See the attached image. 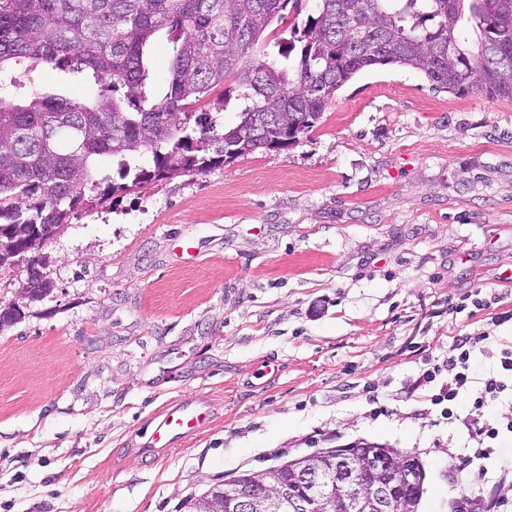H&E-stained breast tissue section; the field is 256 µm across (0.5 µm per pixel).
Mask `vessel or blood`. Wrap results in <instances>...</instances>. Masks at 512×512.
I'll use <instances>...</instances> for the list:
<instances>
[{
	"label": "vessel or blood",
	"instance_id": "b4317fda",
	"mask_svg": "<svg viewBox=\"0 0 512 512\" xmlns=\"http://www.w3.org/2000/svg\"><path fill=\"white\" fill-rule=\"evenodd\" d=\"M211 418L212 410L206 399L196 395L184 397L151 420L150 431L141 447L142 455L156 456L181 445L202 430Z\"/></svg>",
	"mask_w": 512,
	"mask_h": 512
}]
</instances>
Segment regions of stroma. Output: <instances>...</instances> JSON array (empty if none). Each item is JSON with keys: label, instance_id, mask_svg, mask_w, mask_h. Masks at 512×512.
I'll use <instances>...</instances> for the list:
<instances>
[{"label": "stroma", "instance_id": "obj_1", "mask_svg": "<svg viewBox=\"0 0 512 512\" xmlns=\"http://www.w3.org/2000/svg\"><path fill=\"white\" fill-rule=\"evenodd\" d=\"M52 292L0 332V512H183L238 475L365 439L416 456L419 512L467 493L472 441L431 405L455 337L512 346V100L358 73L312 131L205 172L108 193L39 250ZM480 310L454 303L475 290ZM211 422L152 459V417ZM485 497L512 488V433Z\"/></svg>", "mask_w": 512, "mask_h": 512}]
</instances>
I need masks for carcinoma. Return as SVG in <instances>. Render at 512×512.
Returning a JSON list of instances; mask_svg holds the SVG:
<instances>
[{
  "label": "carcinoma",
  "instance_id": "carcinoma-1",
  "mask_svg": "<svg viewBox=\"0 0 512 512\" xmlns=\"http://www.w3.org/2000/svg\"><path fill=\"white\" fill-rule=\"evenodd\" d=\"M299 0H0V237L48 238L91 206L117 162L126 191L190 175L307 133L354 76L395 65L438 89L512 99V0H319L274 42L280 61L247 59ZM170 45L168 75L154 81L147 51ZM58 71L62 85L94 82L93 99L33 87L6 94L17 68ZM248 104L222 128L224 82ZM151 154V163L140 161ZM293 478L261 473L276 491ZM242 476L186 502L189 512H226Z\"/></svg>",
  "mask_w": 512,
  "mask_h": 512
}]
</instances>
